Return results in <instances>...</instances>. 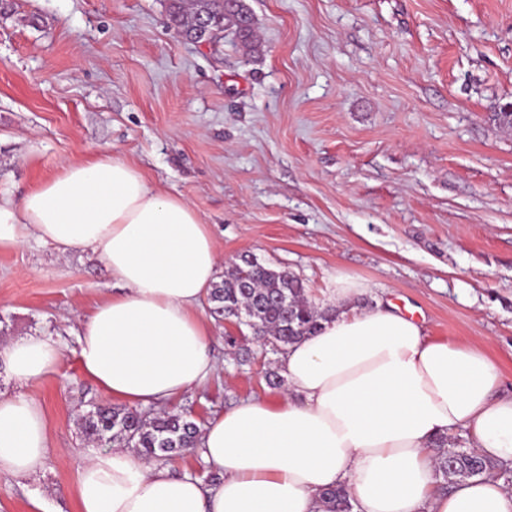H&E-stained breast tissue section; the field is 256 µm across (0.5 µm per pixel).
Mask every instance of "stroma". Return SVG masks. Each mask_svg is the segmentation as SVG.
<instances>
[{"instance_id":"obj_1","label":"stroma","mask_w":512,"mask_h":512,"mask_svg":"<svg viewBox=\"0 0 512 512\" xmlns=\"http://www.w3.org/2000/svg\"><path fill=\"white\" fill-rule=\"evenodd\" d=\"M258 54L214 52L169 24L166 0H0V192L21 199L68 162L110 153L210 224L223 266L288 268L322 301L345 273L359 303L409 305L433 339L484 349L512 392V0H245ZM118 287L91 251L0 250V324L65 355L0 392L37 400L50 448L0 474V512H75L97 454L74 420L105 396L80 371L81 317ZM252 351L237 362L225 344ZM220 370L176 410L205 423L278 400L252 336L224 320Z\"/></svg>"}]
</instances>
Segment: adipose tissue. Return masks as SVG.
<instances>
[{"label": "adipose tissue", "mask_w": 512, "mask_h": 512, "mask_svg": "<svg viewBox=\"0 0 512 512\" xmlns=\"http://www.w3.org/2000/svg\"><path fill=\"white\" fill-rule=\"evenodd\" d=\"M37 239L93 252L123 291L85 316L82 374L132 408L174 404L217 370L201 300L221 270L211 229L186 199L164 194L122 158L64 164L20 201L0 195V248ZM364 287L344 273L314 335L286 347L279 403L240 402L201 428L206 483L173 475L127 448L79 467L77 512H325L343 486L356 512H512V487L487 475L438 488L436 440L466 430L472 448L512 463V394L477 347L424 336L396 307H356ZM45 336L0 344V362L26 384L56 369ZM42 406L0 393V473L28 477L47 455Z\"/></svg>", "instance_id": "obj_1"}]
</instances>
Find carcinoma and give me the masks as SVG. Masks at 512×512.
Masks as SVG:
<instances>
[{
  "mask_svg": "<svg viewBox=\"0 0 512 512\" xmlns=\"http://www.w3.org/2000/svg\"><path fill=\"white\" fill-rule=\"evenodd\" d=\"M206 16L217 29L234 28L245 53L258 49L252 19L243 0H169V20L179 33L195 37L197 21ZM211 312L247 327L263 348L280 353L288 344L312 335L325 312L309 300L303 282L287 268L244 256L224 273L208 293ZM85 438L119 448H133L146 460H170L196 450L200 426L189 414L170 410L142 412L125 406L93 405L76 413ZM444 449L438 474L448 483L495 474L509 480L504 466L473 451ZM325 512H353L355 504L346 488L323 494Z\"/></svg>",
  "mask_w": 512,
  "mask_h": 512,
  "instance_id": "1",
  "label": "carcinoma"
}]
</instances>
